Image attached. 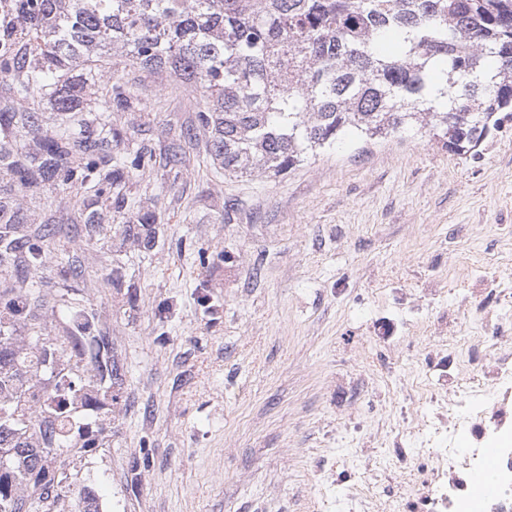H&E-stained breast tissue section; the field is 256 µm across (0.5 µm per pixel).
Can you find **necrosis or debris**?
I'll use <instances>...</instances> for the list:
<instances>
[{"instance_id": "4bbe7bcc", "label": "necrosis or debris", "mask_w": 512, "mask_h": 512, "mask_svg": "<svg viewBox=\"0 0 512 512\" xmlns=\"http://www.w3.org/2000/svg\"><path fill=\"white\" fill-rule=\"evenodd\" d=\"M491 386L477 385L461 393L432 396V407L410 433L407 459L420 468L425 488L416 493L411 485L400 486L396 501L419 502L423 512H512V435L488 438L486 446L461 448L460 434L484 435L487 420L512 424V410L485 402ZM485 436V435H484ZM490 471L496 491L476 493L471 477Z\"/></svg>"}]
</instances>
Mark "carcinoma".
<instances>
[{
    "mask_svg": "<svg viewBox=\"0 0 512 512\" xmlns=\"http://www.w3.org/2000/svg\"><path fill=\"white\" fill-rule=\"evenodd\" d=\"M121 51L198 84L197 125L231 174L279 176L348 134L384 141L413 127L471 154L512 117V0H0V512H54L75 480L66 457L112 426V344L85 313L48 342L30 306L52 244L27 202L64 196L89 231L153 165L112 113L138 101L111 86L96 105L88 71ZM58 119L46 122L36 99ZM143 241L156 215L136 213ZM70 512H99L92 491Z\"/></svg>",
    "mask_w": 512,
    "mask_h": 512,
    "instance_id": "1",
    "label": "carcinoma"
}]
</instances>
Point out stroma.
Instances as JSON below:
<instances>
[{"label": "stroma", "mask_w": 512, "mask_h": 512, "mask_svg": "<svg viewBox=\"0 0 512 512\" xmlns=\"http://www.w3.org/2000/svg\"><path fill=\"white\" fill-rule=\"evenodd\" d=\"M134 91L121 150L184 146L127 183L86 236L57 212L34 298L112 339V429L72 464L100 512H355L414 471L382 438L512 351V121L474 157L407 131L347 138L285 176L223 173L195 128L200 88L125 54L97 72ZM194 127L196 139L180 134ZM155 207L151 244L131 213ZM82 246H74L75 238ZM79 267L81 276L71 275ZM118 275L117 288L101 287Z\"/></svg>", "instance_id": "1"}]
</instances>
